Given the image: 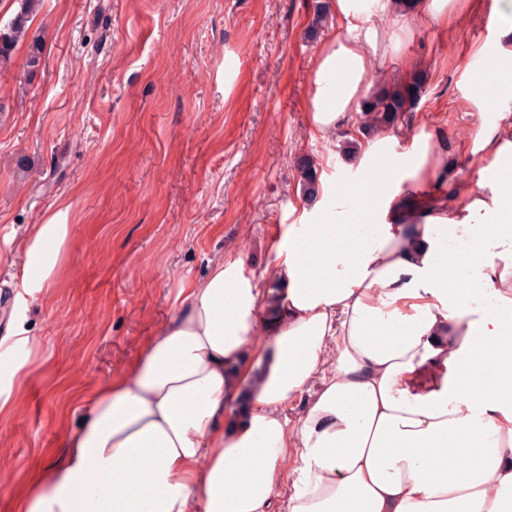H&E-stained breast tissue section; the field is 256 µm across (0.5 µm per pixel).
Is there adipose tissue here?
I'll return each instance as SVG.
<instances>
[{
    "label": "adipose tissue",
    "instance_id": "1",
    "mask_svg": "<svg viewBox=\"0 0 512 512\" xmlns=\"http://www.w3.org/2000/svg\"><path fill=\"white\" fill-rule=\"evenodd\" d=\"M356 2L333 0L314 62L309 123L323 137L345 130L370 71L391 68L413 33ZM488 20L491 50L511 59L512 0H492ZM357 140L348 178L320 187L335 214L302 210L272 244L271 272L223 261L187 283L171 324L85 403L15 512H512V113L481 122L477 177L449 197L430 133ZM68 233L35 225V287Z\"/></svg>",
    "mask_w": 512,
    "mask_h": 512
}]
</instances>
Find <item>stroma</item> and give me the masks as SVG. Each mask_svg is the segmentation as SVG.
<instances>
[{
    "mask_svg": "<svg viewBox=\"0 0 512 512\" xmlns=\"http://www.w3.org/2000/svg\"><path fill=\"white\" fill-rule=\"evenodd\" d=\"M318 0H42L26 45L0 66V337H28L21 384L0 381V512L57 460L83 402L175 315L181 288L221 261L271 267L298 213V158L319 179L338 137L309 124ZM490 0L441 26L418 18L387 80L425 85L410 127L440 136L445 190L475 178L481 120L466 78L470 46L492 43ZM69 235L49 287L23 283L33 225Z\"/></svg>",
    "mask_w": 512,
    "mask_h": 512,
    "instance_id": "1",
    "label": "stroma"
}]
</instances>
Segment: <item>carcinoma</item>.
Masks as SVG:
<instances>
[{"label": "carcinoma", "mask_w": 512, "mask_h": 512, "mask_svg": "<svg viewBox=\"0 0 512 512\" xmlns=\"http://www.w3.org/2000/svg\"><path fill=\"white\" fill-rule=\"evenodd\" d=\"M16 5L13 16L0 26V64L9 59L15 47L26 41L28 22L40 4V0H11ZM328 19L327 5L319 3L313 13L308 33L314 36L323 28ZM44 58L43 41L34 38L29 41L26 54L28 73L36 75L42 68ZM424 75H412L407 82L389 84L385 79L378 80L376 92L362 101L359 116L356 118L357 128L369 133L396 132L399 128L411 124L415 109L424 86ZM303 185L313 193L317 185V171L313 159L302 157L298 160Z\"/></svg>", "instance_id": "cac0c4a2"}]
</instances>
